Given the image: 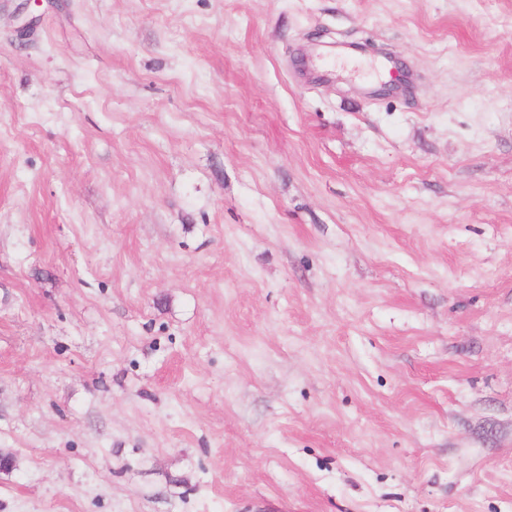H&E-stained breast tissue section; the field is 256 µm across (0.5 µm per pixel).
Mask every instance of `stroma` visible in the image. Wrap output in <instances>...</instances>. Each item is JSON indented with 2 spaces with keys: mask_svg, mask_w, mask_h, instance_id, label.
<instances>
[{
  "mask_svg": "<svg viewBox=\"0 0 512 512\" xmlns=\"http://www.w3.org/2000/svg\"><path fill=\"white\" fill-rule=\"evenodd\" d=\"M0 451V512H512V0H0Z\"/></svg>",
  "mask_w": 512,
  "mask_h": 512,
  "instance_id": "35a3bbf8",
  "label": "stroma"
}]
</instances>
